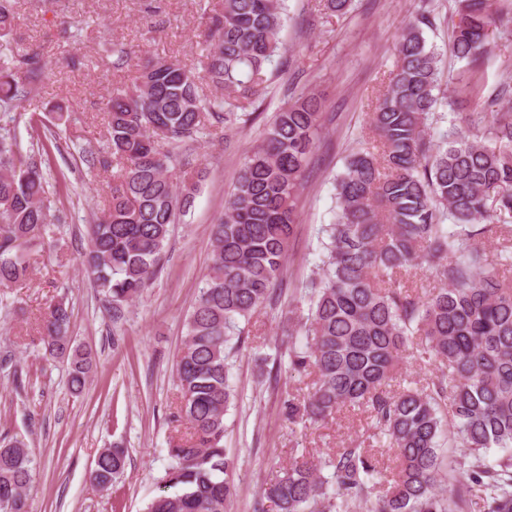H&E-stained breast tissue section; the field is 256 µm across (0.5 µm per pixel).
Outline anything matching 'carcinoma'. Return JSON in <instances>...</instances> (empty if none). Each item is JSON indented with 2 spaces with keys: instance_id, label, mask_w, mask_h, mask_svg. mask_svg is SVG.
Masks as SVG:
<instances>
[{
  "instance_id": "obj_1",
  "label": "carcinoma",
  "mask_w": 512,
  "mask_h": 512,
  "mask_svg": "<svg viewBox=\"0 0 512 512\" xmlns=\"http://www.w3.org/2000/svg\"><path fill=\"white\" fill-rule=\"evenodd\" d=\"M14 0H0V107L17 109L42 82L47 65L14 46ZM452 49L473 72L487 54L488 32L512 23V0H454ZM285 0H211L203 74L149 60L131 89L104 108L112 187L87 227L82 264L112 300L113 315L139 298L156 271L190 189L183 149L209 131L251 120L265 71L285 53ZM421 13L403 30L394 69L376 99L370 126L377 144L352 153L336 177V219L321 229L319 277L310 281L305 319L288 322V358L311 377L307 396L284 401L288 421L318 423L347 408L368 413L373 434L394 450L397 470L380 492L382 472L352 441L322 459L294 457L265 483L255 512H512V247L490 259L482 239L512 226V112L481 102L467 130L441 143L428 134L438 104L437 60L427 49ZM222 90L209 98L202 81ZM321 104L302 95L275 113L212 225L210 273L187 318L173 370L179 393L170 467L161 482L178 487L146 512H226L236 467L224 448L234 400L229 360L252 315L275 300L296 204L320 127ZM42 155L0 127V288L30 274L32 248L58 220L47 196ZM427 272L437 286L403 281ZM63 300L48 305L42 342L69 364V387L82 392L90 353L74 346ZM448 367L432 388L389 390L412 344ZM451 444L469 450L467 481L444 469L443 411ZM491 448L505 454L491 464ZM122 448L103 449L91 482L107 489L126 466ZM329 474H323L324 469ZM34 461L22 441L0 443V512H29Z\"/></svg>"
}]
</instances>
